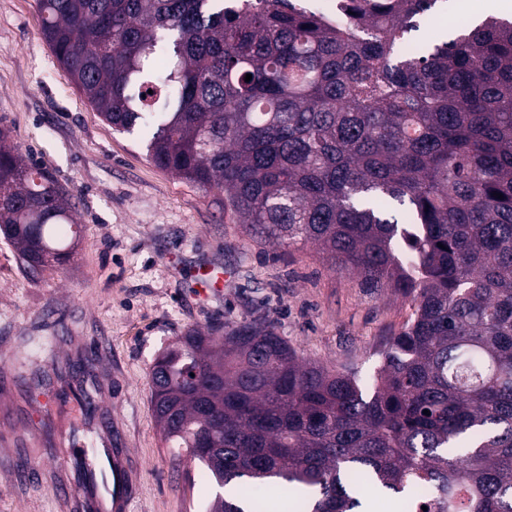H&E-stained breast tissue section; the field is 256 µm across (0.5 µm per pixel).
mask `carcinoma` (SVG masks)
I'll return each mask as SVG.
<instances>
[{
	"label": "carcinoma",
	"instance_id": "1",
	"mask_svg": "<svg viewBox=\"0 0 512 512\" xmlns=\"http://www.w3.org/2000/svg\"><path fill=\"white\" fill-rule=\"evenodd\" d=\"M436 2L349 0L334 23L293 0H37L60 65L156 167L224 190L269 244L411 297L368 392L261 320L159 353L163 440L239 486L209 512H274L295 487L296 512H363L361 480L424 486L427 512H512V22L402 54ZM74 226L1 128L0 234L23 271L69 261Z\"/></svg>",
	"mask_w": 512,
	"mask_h": 512
}]
</instances>
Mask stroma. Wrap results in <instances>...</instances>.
Masks as SVG:
<instances>
[{"label": "stroma", "mask_w": 512, "mask_h": 512, "mask_svg": "<svg viewBox=\"0 0 512 512\" xmlns=\"http://www.w3.org/2000/svg\"><path fill=\"white\" fill-rule=\"evenodd\" d=\"M470 0H438L417 34L452 39L479 23ZM0 128L76 205L71 260L26 276L0 238V351L31 370L70 352L74 332L104 344L117 384L102 407L125 430L137 460L133 512H205L217 488L189 456L174 457L150 410L149 368L160 348L214 322H270L305 359L369 380L390 336L410 319V299L334 272L312 245L274 248L224 211V193L151 163L146 144L112 128L72 83L40 30L35 0H0ZM32 385L28 408L54 429L81 426L76 383ZM0 512H61L47 483L14 484L0 464Z\"/></svg>", "instance_id": "1"}]
</instances>
